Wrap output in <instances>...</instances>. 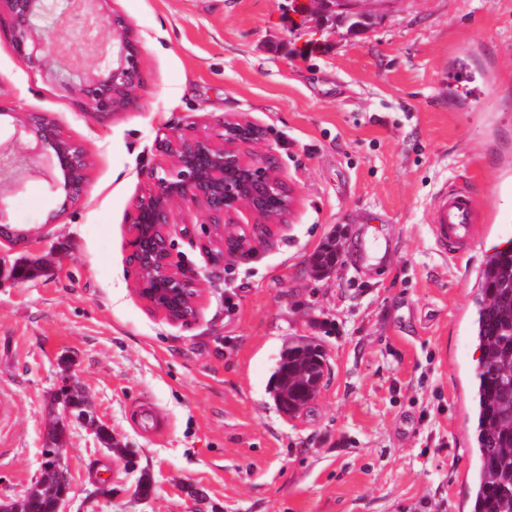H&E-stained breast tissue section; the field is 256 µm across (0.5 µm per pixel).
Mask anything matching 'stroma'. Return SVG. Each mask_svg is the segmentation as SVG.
I'll return each mask as SVG.
<instances>
[{
    "label": "stroma",
    "mask_w": 512,
    "mask_h": 512,
    "mask_svg": "<svg viewBox=\"0 0 512 512\" xmlns=\"http://www.w3.org/2000/svg\"><path fill=\"white\" fill-rule=\"evenodd\" d=\"M112 0L145 64L137 106L99 122L50 75L30 76L0 38V101L43 112L90 160L84 199L65 205L41 174L0 183V501L41 475L64 382L86 390L111 445L71 423L60 459L69 512H469L475 459L469 402L476 347L469 317L480 266L445 256L429 206L450 184L501 206L485 114L512 127V0H355L362 27L315 0ZM494 58L497 79L468 111L448 110V50ZM239 116L297 193L272 244L211 265L178 249L203 281L191 326L151 313L127 262L133 201L170 133H204ZM56 223H48L51 213ZM390 240L384 272L356 269L354 233ZM336 239L323 277L312 257ZM41 263L17 279L14 266ZM321 344L316 399L283 414L269 393L282 346ZM163 418L138 429L142 403ZM130 451L135 469L122 456ZM148 479V495L137 494Z\"/></svg>",
    "instance_id": "35a3bbf8"
}]
</instances>
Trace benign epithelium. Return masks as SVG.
Listing matches in <instances>:
<instances>
[{
	"mask_svg": "<svg viewBox=\"0 0 512 512\" xmlns=\"http://www.w3.org/2000/svg\"><path fill=\"white\" fill-rule=\"evenodd\" d=\"M96 5L86 14L92 28H82L83 44L100 41L102 27L112 35V48L100 47L91 66L64 60L55 36V11L47 0H0V33L10 37L19 63L31 75L50 74L72 94L73 104L98 121L137 105L135 87L144 66L141 46L126 18L112 11V0H67L61 14L81 16L75 7ZM25 137L30 144L21 156L14 149L0 150V177L11 179L15 169L40 164L50 182L62 175L66 201L75 204L86 193L88 161L83 149L63 138L46 114L30 113L16 119L11 141ZM264 132L249 120L226 116L212 133L159 140L165 163L144 173L149 191L137 197L130 215L129 246L136 293L149 310L174 324L195 321L201 297L197 269L174 252L178 235L199 246L213 265L252 253L267 245L275 229L287 219L265 217L271 205L288 204L293 214L296 192L281 174L268 171L262 160L270 155L261 145ZM186 203L195 205L202 219L177 220ZM253 219L252 232L238 231L239 214Z\"/></svg>",
	"mask_w": 512,
	"mask_h": 512,
	"instance_id": "obj_1",
	"label": "benign epithelium"
}]
</instances>
